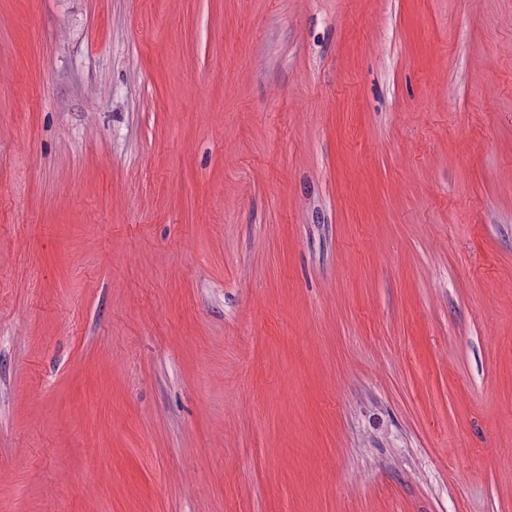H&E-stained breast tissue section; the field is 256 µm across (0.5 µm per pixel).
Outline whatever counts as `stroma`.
<instances>
[{"label":"stroma","mask_w":512,"mask_h":512,"mask_svg":"<svg viewBox=\"0 0 512 512\" xmlns=\"http://www.w3.org/2000/svg\"><path fill=\"white\" fill-rule=\"evenodd\" d=\"M0 512H512V0H0Z\"/></svg>","instance_id":"35a3bbf8"}]
</instances>
